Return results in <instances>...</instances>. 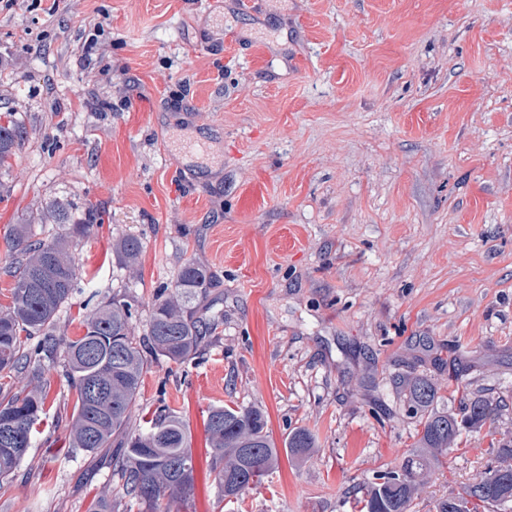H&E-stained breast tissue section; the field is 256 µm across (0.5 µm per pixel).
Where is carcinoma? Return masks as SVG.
Returning a JSON list of instances; mask_svg holds the SVG:
<instances>
[{
    "label": "carcinoma",
    "mask_w": 512,
    "mask_h": 512,
    "mask_svg": "<svg viewBox=\"0 0 512 512\" xmlns=\"http://www.w3.org/2000/svg\"><path fill=\"white\" fill-rule=\"evenodd\" d=\"M28 141L29 131L21 120L0 124V167L18 156ZM98 219L93 204H86L76 218L71 202L60 198L14 225L9 235L14 286L11 304L0 308V373L22 374L28 384L12 394L0 393V421L11 422L6 429L0 426V489L17 476L33 447L36 426L46 417L51 387L47 374L62 357L77 394L68 448L97 454L109 447L112 436H123V445L112 455L108 468L125 496L147 512H180L195 483L183 420L160 407L139 429H128V422L148 368L146 354L182 363L218 329L220 321H207L192 311V304L210 288L212 276L193 261L183 263L171 291L154 300L142 339L135 333L132 304L107 296L84 317L82 335L58 337L55 317L81 291L78 267L69 236H46L36 225L69 224L72 233L82 234ZM141 249L140 240L129 235L112 245L132 273ZM32 336L41 340L29 346L26 340ZM448 380L456 382L461 392L462 408L457 413L434 407L437 389L427 378L410 382V405L421 414L415 449L399 469L384 471L361 487V496L354 499L356 512H411L419 486L442 464L448 451L462 443L463 435L478 432L495 420L506 407L501 396L470 395L457 374ZM206 432L212 450L211 472L222 499L229 503L239 501L278 467L279 450L258 404L211 409ZM315 447L314 433L303 427L292 430L284 443L285 453L296 461L308 459ZM494 456L495 463L474 482L437 499L433 512H448V502L455 498L468 505L466 512H477L479 502L488 512H500L512 503V440L499 443Z\"/></svg>",
    "instance_id": "cac0c4a2"
}]
</instances>
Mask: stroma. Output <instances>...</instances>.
<instances>
[{"label": "stroma", "mask_w": 512, "mask_h": 512, "mask_svg": "<svg viewBox=\"0 0 512 512\" xmlns=\"http://www.w3.org/2000/svg\"><path fill=\"white\" fill-rule=\"evenodd\" d=\"M31 132L0 171V306L7 235L33 203L97 205L73 237L86 286L55 333L80 336L98 296L136 305L145 331L186 260L213 281L196 316L216 335L182 364L150 359L132 409L180 416L195 465L183 512H221L206 476L212 407L257 403L281 458L237 512H352L398 469L424 376L458 410L457 364L512 398V0H21L0 11V117ZM142 243L129 277L112 241ZM74 389L54 371L39 427L0 512H142L103 455L68 451ZM512 439V408L465 438L412 512L478 478ZM285 453L296 461L310 457L316 446V437L309 429L299 427L292 430L284 443Z\"/></svg>", "instance_id": "1"}]
</instances>
